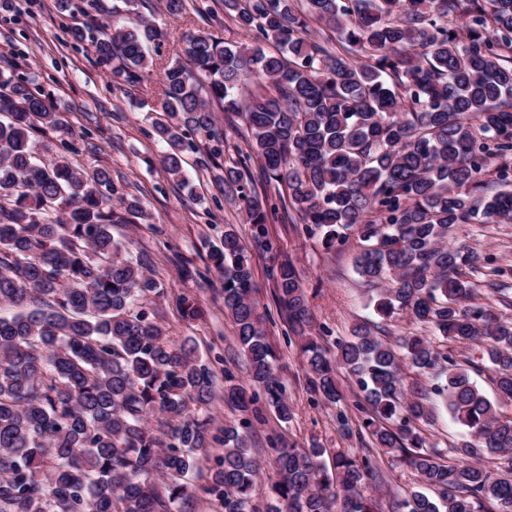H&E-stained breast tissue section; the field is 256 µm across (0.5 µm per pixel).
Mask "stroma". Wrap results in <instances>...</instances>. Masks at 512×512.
Here are the masks:
<instances>
[{"instance_id": "35a3bbf8", "label": "stroma", "mask_w": 512, "mask_h": 512, "mask_svg": "<svg viewBox=\"0 0 512 512\" xmlns=\"http://www.w3.org/2000/svg\"><path fill=\"white\" fill-rule=\"evenodd\" d=\"M143 13L162 29L165 42L155 57L147 81L130 87L112 81V69L101 63L90 42L74 43L71 31L88 18L110 22L113 11L124 10V0H95L94 12L86 0H74L65 13L57 0H0V71L27 80L32 94L45 100L64 120L61 129L42 138L50 151L61 142L75 143L70 161L86 169L110 168L113 200L139 199L147 217L139 224H118L113 235L130 255L149 254L151 270L162 288L150 308L168 336L192 340L204 358L213 360L216 376L232 371L247 379V363L234 339L233 325L224 315L222 281L209 261L225 229L235 230L250 250L258 285L259 311L266 321L269 342L278 359V374L294 409L290 423L268 414L265 423L251 431V452L262 465L253 499L258 506L270 501V485L276 471L266 454L269 437L282 435L296 447L320 443L326 448L357 452L358 437H344L336 427V408L311 393L306 386L305 363L295 344L289 343L287 326L273 297L267 269L273 259L290 261L305 290L314 325L330 339L350 335L357 323L377 321L371 295L355 272L357 246L348 242L327 251L317 235H307L301 224L272 220L269 228L278 243L277 256L255 250L246 216L227 201L209 172L195 164L189 153L186 166L192 181L183 187L167 177L161 166L162 148L157 141L148 109L163 103L161 73L182 54V35L208 30L236 43L245 35L233 24L218 25L195 12L174 19L165 14L162 0H147ZM457 238L480 257L482 267L500 266L506 274L499 287L512 297V224H466ZM187 296L199 310L196 318L183 316L178 300ZM384 477L372 497L387 504L392 497L421 490L417 473L392 455L373 450Z\"/></svg>"}]
</instances>
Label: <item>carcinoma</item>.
<instances>
[{
	"mask_svg": "<svg viewBox=\"0 0 512 512\" xmlns=\"http://www.w3.org/2000/svg\"><path fill=\"white\" fill-rule=\"evenodd\" d=\"M136 19L73 31L112 65L118 85L150 74L162 33ZM247 36L229 44L199 31L162 74L152 119L163 170L185 184L196 140L224 153L215 112L242 121L249 151L215 166L214 181L245 211L250 233L273 253L269 217L296 211L329 251L355 237V268L384 319L427 325L394 342L359 324L328 349L292 263L268 268L297 338L309 385L336 406L347 437L371 436L416 471L438 499L414 492L389 512H512V478L494 477L486 451L512 461V417L470 381L433 338L483 348L499 394L512 400V322L480 303L476 255L448 244L479 218L512 223V0H222ZM460 22L448 26V17ZM323 23L335 39L311 30ZM0 512H177L195 494L186 475L219 443L201 487L222 512H257L260 464L246 430L261 408L282 423L293 408L276 369L257 282L237 233L210 252L224 313L248 362L250 387L224 370V403L237 422L212 434L215 371L147 311L160 293L151 260L125 254L114 224L144 219L139 201L112 203L105 167L60 153L37 159V134L62 126L23 81L0 74ZM363 393L354 417L336 381ZM445 381L407 380L405 369ZM444 407L474 440L445 458L420 425ZM277 480L266 512H379L363 493L382 480L368 448L355 457L314 442L269 438ZM332 455V465L325 456Z\"/></svg>",
	"mask_w": 512,
	"mask_h": 512,
	"instance_id": "1",
	"label": "carcinoma"
}]
</instances>
